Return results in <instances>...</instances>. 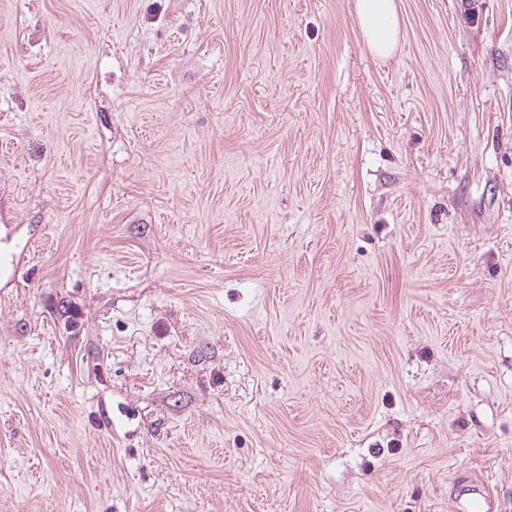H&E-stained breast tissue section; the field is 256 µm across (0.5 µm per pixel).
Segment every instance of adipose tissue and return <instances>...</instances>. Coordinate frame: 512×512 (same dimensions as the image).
Instances as JSON below:
<instances>
[{"label":"adipose tissue","instance_id":"adipose-tissue-1","mask_svg":"<svg viewBox=\"0 0 512 512\" xmlns=\"http://www.w3.org/2000/svg\"><path fill=\"white\" fill-rule=\"evenodd\" d=\"M355 13L371 53L381 59L392 56L402 36L396 0H355Z\"/></svg>","mask_w":512,"mask_h":512}]
</instances>
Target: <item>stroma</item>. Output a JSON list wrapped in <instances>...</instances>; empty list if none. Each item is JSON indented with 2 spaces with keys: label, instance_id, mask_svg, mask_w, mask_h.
I'll list each match as a JSON object with an SVG mask.
<instances>
[{
  "label": "stroma",
  "instance_id": "stroma-1",
  "mask_svg": "<svg viewBox=\"0 0 512 512\" xmlns=\"http://www.w3.org/2000/svg\"><path fill=\"white\" fill-rule=\"evenodd\" d=\"M0 0V512H512V0ZM355 13L371 53L381 59L392 56L402 37L396 0H356ZM453 502L459 512H497L492 486L483 480H460L453 488Z\"/></svg>",
  "mask_w": 512,
  "mask_h": 512
}]
</instances>
